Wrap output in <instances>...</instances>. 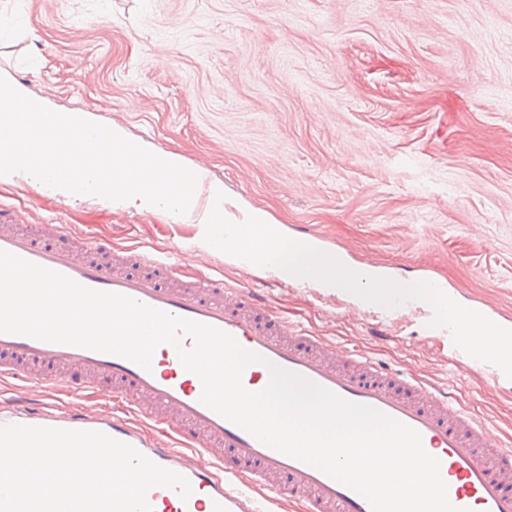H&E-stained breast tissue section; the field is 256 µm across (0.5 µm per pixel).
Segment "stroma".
Masks as SVG:
<instances>
[{"label":"stroma","mask_w":512,"mask_h":512,"mask_svg":"<svg viewBox=\"0 0 512 512\" xmlns=\"http://www.w3.org/2000/svg\"><path fill=\"white\" fill-rule=\"evenodd\" d=\"M0 73L208 170L242 209L512 326V0H0ZM0 203L248 281L336 347L450 388L512 444V378L388 310L196 247L198 227L20 181Z\"/></svg>","instance_id":"1"}]
</instances>
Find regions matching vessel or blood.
<instances>
[{"mask_svg":"<svg viewBox=\"0 0 512 512\" xmlns=\"http://www.w3.org/2000/svg\"><path fill=\"white\" fill-rule=\"evenodd\" d=\"M16 215L0 205V250L59 272L94 290L131 297L171 315L216 327L239 345L260 354L248 364L242 383L252 392L265 388L269 365L297 373L343 401L377 409L422 437L425 450L440 462L448 499L462 512H512V448L498 439L455 393L434 388L403 370L356 352L337 350L271 314L248 282L220 277L186 283L167 257H146L137 249L118 250L74 231L62 244L39 241L43 224L12 231ZM156 348L151 369L123 357L87 348L0 333V381L37 384L43 400L13 404L14 424L105 433L133 446L154 463L186 477L189 498L155 487L147 500L153 512H281L283 503L303 501L308 512H371L355 490L316 467L260 442L201 400L202 383L184 369L179 348ZM109 381L114 397L133 394L128 413L99 415L72 409L60 415L54 392L94 389ZM163 421L178 446L149 439L144 428Z\"/></svg>","mask_w":512,"mask_h":512,"instance_id":"obj_1","label":"vessel or blood"}]
</instances>
